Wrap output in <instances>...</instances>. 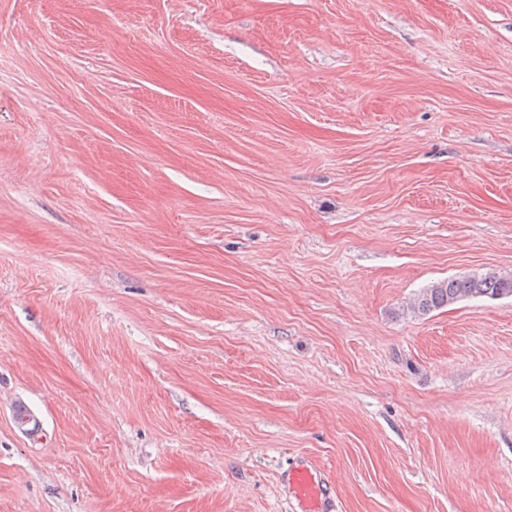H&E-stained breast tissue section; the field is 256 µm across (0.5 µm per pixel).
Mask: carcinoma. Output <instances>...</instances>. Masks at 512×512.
I'll return each instance as SVG.
<instances>
[{"label": "carcinoma", "instance_id": "carcinoma-1", "mask_svg": "<svg viewBox=\"0 0 512 512\" xmlns=\"http://www.w3.org/2000/svg\"><path fill=\"white\" fill-rule=\"evenodd\" d=\"M507 295H512V276L488 272L481 276L448 278L434 282L419 292L410 303L409 309L420 316L468 297L484 296L495 299Z\"/></svg>", "mask_w": 512, "mask_h": 512}]
</instances>
